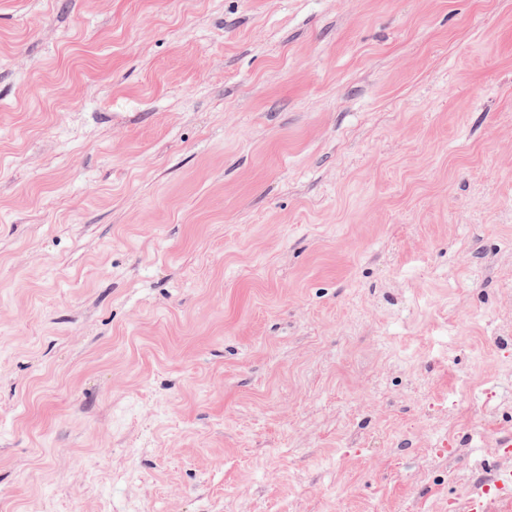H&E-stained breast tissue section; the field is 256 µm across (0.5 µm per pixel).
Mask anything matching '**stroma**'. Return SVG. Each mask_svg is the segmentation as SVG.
Wrapping results in <instances>:
<instances>
[{"instance_id":"35a3bbf8","label":"stroma","mask_w":512,"mask_h":512,"mask_svg":"<svg viewBox=\"0 0 512 512\" xmlns=\"http://www.w3.org/2000/svg\"><path fill=\"white\" fill-rule=\"evenodd\" d=\"M505 320L512 0H0V512H448Z\"/></svg>"}]
</instances>
